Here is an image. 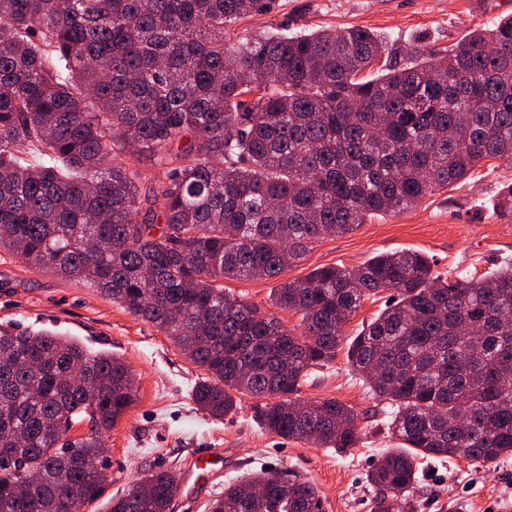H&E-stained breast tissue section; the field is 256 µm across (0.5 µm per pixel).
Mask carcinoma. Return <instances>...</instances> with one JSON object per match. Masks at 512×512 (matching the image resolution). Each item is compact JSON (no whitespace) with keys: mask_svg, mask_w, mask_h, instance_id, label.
<instances>
[{"mask_svg":"<svg viewBox=\"0 0 512 512\" xmlns=\"http://www.w3.org/2000/svg\"><path fill=\"white\" fill-rule=\"evenodd\" d=\"M272 0H0V252L99 289L208 374L192 394L221 419L236 395L261 425L345 451L358 416L298 408L364 300L386 308L348 344L391 401L404 449L368 475L375 512L409 506L421 459L512 455V262L474 279L424 253L319 267L276 289L295 335L224 289L273 278L331 235L413 208L485 160L512 162V16L448 50L408 53L357 27H272L234 39ZM136 154L162 176L147 192ZM128 365L50 330L0 327V512H80L105 486L86 461L135 403ZM88 421L91 433L67 437ZM153 471L110 512H173ZM211 512H320L316 487L271 471Z\"/></svg>","mask_w":512,"mask_h":512,"instance_id":"cac0c4a2","label":"carcinoma"}]
</instances>
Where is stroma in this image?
Here are the masks:
<instances>
[{
    "label": "stroma",
    "instance_id": "35a3bbf8",
    "mask_svg": "<svg viewBox=\"0 0 512 512\" xmlns=\"http://www.w3.org/2000/svg\"><path fill=\"white\" fill-rule=\"evenodd\" d=\"M512 14V0H274L270 11L246 18L236 35L269 27L372 30L395 47L428 43L446 49L476 27H491ZM512 185V164L480 163L472 179L427 195L412 209L328 236L283 275L258 280L228 279L233 295L262 314L300 331L297 314L272 302L282 282L306 277L322 266L356 269L385 252L426 253L433 270L447 277H481L512 262V216L496 211L501 192ZM48 329L75 338L130 364L138 394L133 405L101 435L107 450L106 495L81 512H109V499L149 470L183 472L199 448L224 458V470L194 495L178 493L174 512H210L224 486L251 473L273 469L312 482L321 512H374L369 472L398 450L388 430L391 407L354 373L345 351L301 382L302 402L335 399L359 415L361 436L344 452L286 439L255 418L256 398L242 396L239 408L216 420L197 409L192 390L205 371L152 323L127 312L98 289L35 268L26 260L0 256V325ZM411 512H512V456L488 465L463 459H428L419 464Z\"/></svg>",
    "mask_w": 512,
    "mask_h": 512
}]
</instances>
